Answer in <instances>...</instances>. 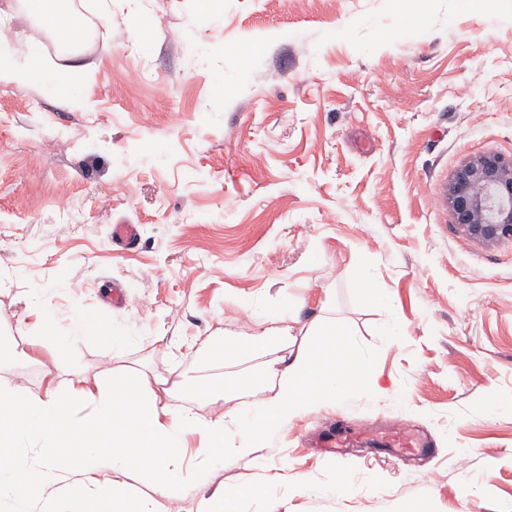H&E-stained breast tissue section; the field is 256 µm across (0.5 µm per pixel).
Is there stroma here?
Instances as JSON below:
<instances>
[{"mask_svg": "<svg viewBox=\"0 0 512 512\" xmlns=\"http://www.w3.org/2000/svg\"><path fill=\"white\" fill-rule=\"evenodd\" d=\"M11 35L47 68L83 71L72 107L0 82V345L33 332L35 291L55 289L122 327V357L92 343L0 361V387L42 393L129 368L220 385L261 359L210 346L254 329L252 312L296 306L331 320L373 362L374 386L256 439L254 461L214 466L163 512H200L214 493L280 473L287 485L240 512H512V239L462 234L444 202L475 157H512V20L498 0H112L111 26L70 53L17 0ZM420 17L424 39L403 38ZM167 96H156L155 84ZM67 196L76 220L60 214ZM116 224L137 247L113 249ZM367 273L382 307L356 289ZM125 307L106 306V282ZM81 283L73 291L72 283ZM400 321L390 346L380 330ZM402 421L427 459L384 447L318 453L336 428L373 436ZM346 479L349 490L334 484Z\"/></svg>", "mask_w": 512, "mask_h": 512, "instance_id": "35a3bbf8", "label": "stroma"}]
</instances>
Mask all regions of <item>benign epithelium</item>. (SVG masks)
I'll return each mask as SVG.
<instances>
[{
    "mask_svg": "<svg viewBox=\"0 0 512 512\" xmlns=\"http://www.w3.org/2000/svg\"><path fill=\"white\" fill-rule=\"evenodd\" d=\"M446 202L457 227L471 238H512V158L486 154L458 167Z\"/></svg>",
    "mask_w": 512,
    "mask_h": 512,
    "instance_id": "1",
    "label": "benign epithelium"
}]
</instances>
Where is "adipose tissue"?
<instances>
[{"label":"adipose tissue","mask_w":512,"mask_h":512,"mask_svg":"<svg viewBox=\"0 0 512 512\" xmlns=\"http://www.w3.org/2000/svg\"><path fill=\"white\" fill-rule=\"evenodd\" d=\"M27 13L71 46L84 39L83 17L72 0H25ZM42 47L29 41L15 49L0 39V81L37 86L75 100L77 81L41 62ZM39 304L35 340L50 345L64 359L80 342L96 343L123 355L127 334L81 306L60 319L54 291H37ZM290 307L260 314L248 336H228L217 356L230 360L244 355L263 357L261 373L233 386L206 389L213 401L237 392L254 394L246 408L225 409L214 421L187 422L160 398L158 379L139 372L97 381L89 388L76 378L67 391L47 386L35 395L23 387L0 389V504L9 512H32L45 502L49 512H159L151 497L129 499L122 476L137 471L176 498L191 482L202 480L209 465L244 459L255 452V431L271 432L292 418L335 406L372 382V361L344 329L331 321L312 323L305 339L292 334ZM112 426L113 453H104L99 438L103 424ZM204 433L206 444L193 470L182 463L192 430Z\"/></svg>","instance_id":"ef3b65f1"}]
</instances>
